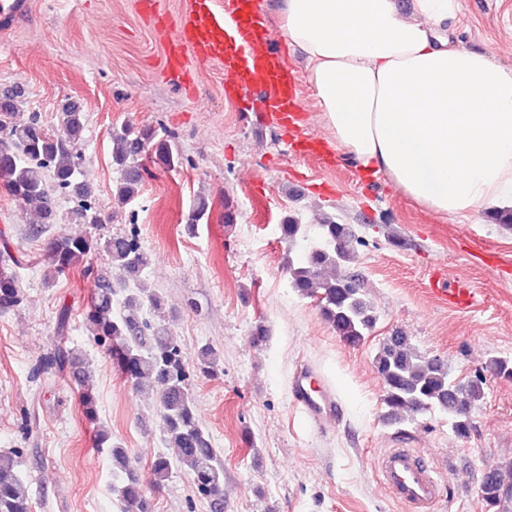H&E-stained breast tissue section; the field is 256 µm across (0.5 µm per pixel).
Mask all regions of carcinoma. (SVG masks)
Instances as JSON below:
<instances>
[{
	"mask_svg": "<svg viewBox=\"0 0 512 512\" xmlns=\"http://www.w3.org/2000/svg\"><path fill=\"white\" fill-rule=\"evenodd\" d=\"M20 106V92L13 89L0 98V183L24 207L34 211L32 231L38 235L49 224L60 221L58 197L74 198L69 219L75 224H99L100 212L92 199L81 171V145L85 139V118L76 106L61 113V129L50 131L36 115L23 122L14 121ZM165 128L130 124L109 133L112 165L120 177L115 195L120 204L135 200L150 172L143 160L164 168L181 164L182 156ZM288 245L304 236V225L290 216L280 225ZM324 245L309 250L297 264L288 263V283L299 295L318 302L325 322L343 342L357 346L364 342L375 324L371 306L363 299L360 284L346 272L354 259V235L344 224L327 219L320 224ZM106 256L112 268L125 281L139 278L152 262L151 254L137 243L136 231L108 239L59 234L46 246V282L77 267L87 272L88 260ZM116 291L107 282L88 303L84 323L93 340L112 351V359L122 374L143 393L158 396L163 433L176 456H158L152 462L155 483L161 484L177 466L192 476L195 493L208 501L210 512H221L224 503V462L220 449L213 446L209 433L199 423L191 386L193 376L186 363V352L178 339L159 321L134 314L113 313ZM148 301L155 313L163 309L156 295L138 292L126 295L125 304L134 310ZM22 301L15 279L0 272V313H7ZM217 353L210 346L197 351L196 369L211 374L216 369ZM77 366L81 386L80 405L85 417L97 419V399L89 383L82 354L72 348H58L38 365L35 377ZM374 368L381 377L385 394L383 404L396 422L432 408L452 419L454 432L465 437L472 422L470 411L484 396L481 375L461 382L450 376L448 363L435 356L418 354L407 336L394 333L387 337L374 357ZM97 447L105 451L112 465L123 473L114 488L121 512H152V504L134 471L129 449L112 440L108 430L96 431ZM22 453L15 450L0 454V512H33L29 484L19 466ZM479 495L485 512H512V464L482 475Z\"/></svg>",
	"mask_w": 512,
	"mask_h": 512,
	"instance_id": "carcinoma-1",
	"label": "carcinoma"
}]
</instances>
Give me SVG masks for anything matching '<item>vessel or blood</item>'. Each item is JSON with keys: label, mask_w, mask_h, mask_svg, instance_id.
<instances>
[{"label": "vessel or blood", "mask_w": 512, "mask_h": 512, "mask_svg": "<svg viewBox=\"0 0 512 512\" xmlns=\"http://www.w3.org/2000/svg\"><path fill=\"white\" fill-rule=\"evenodd\" d=\"M155 31L168 47L167 73L177 90L186 87L183 55L189 52L199 63L223 68L227 94L259 88L258 97L248 102L250 111L270 109L283 122L294 111L295 90L288 70L255 0H190L177 28L160 23ZM434 293L456 307L469 306L473 299L470 289L458 284L435 288ZM378 469L383 484L407 506L424 507L440 495L434 466L412 449H385Z\"/></svg>", "instance_id": "vessel-or-blood-1"}]
</instances>
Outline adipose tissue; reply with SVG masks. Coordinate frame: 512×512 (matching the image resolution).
<instances>
[{"label":"adipose tissue","instance_id":"adipose-tissue-1","mask_svg":"<svg viewBox=\"0 0 512 512\" xmlns=\"http://www.w3.org/2000/svg\"><path fill=\"white\" fill-rule=\"evenodd\" d=\"M454 0H282L326 128L362 173L444 217L512 206V67L452 43Z\"/></svg>","mask_w":512,"mask_h":512}]
</instances>
